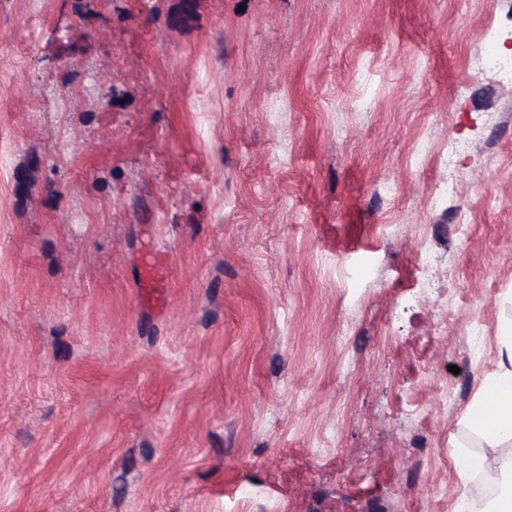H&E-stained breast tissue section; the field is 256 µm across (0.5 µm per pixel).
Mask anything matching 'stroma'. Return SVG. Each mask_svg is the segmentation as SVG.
<instances>
[{
  "mask_svg": "<svg viewBox=\"0 0 512 512\" xmlns=\"http://www.w3.org/2000/svg\"><path fill=\"white\" fill-rule=\"evenodd\" d=\"M506 8L0 0V512H455L512 314ZM484 70L499 80L512 82V60L500 55L486 54L482 59ZM468 149L465 142L458 138H448L439 151L440 164L444 170H448V194L455 191V170L456 162ZM419 263L422 265V271L416 277L412 286L413 295L424 294L435 288V260L431 254L424 253L420 256Z\"/></svg>",
  "mask_w": 512,
  "mask_h": 512,
  "instance_id": "stroma-1",
  "label": "stroma"
}]
</instances>
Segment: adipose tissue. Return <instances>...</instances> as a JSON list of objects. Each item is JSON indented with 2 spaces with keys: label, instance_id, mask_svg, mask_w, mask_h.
I'll return each mask as SVG.
<instances>
[{
  "label": "adipose tissue",
  "instance_id": "adipose-tissue-1",
  "mask_svg": "<svg viewBox=\"0 0 512 512\" xmlns=\"http://www.w3.org/2000/svg\"><path fill=\"white\" fill-rule=\"evenodd\" d=\"M468 422L488 449L465 457L463 466L494 487L496 494L484 501L463 493L458 512H512V451L500 450L503 442H512V321L500 329L495 368L484 378L468 411Z\"/></svg>",
  "mask_w": 512,
  "mask_h": 512
}]
</instances>
